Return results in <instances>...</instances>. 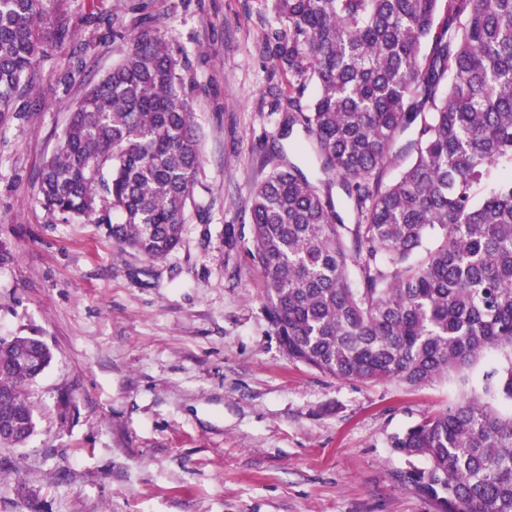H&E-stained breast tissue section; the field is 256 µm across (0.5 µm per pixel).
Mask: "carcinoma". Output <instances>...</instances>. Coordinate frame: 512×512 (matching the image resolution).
I'll use <instances>...</instances> for the list:
<instances>
[{"instance_id":"obj_1","label":"carcinoma","mask_w":512,"mask_h":512,"mask_svg":"<svg viewBox=\"0 0 512 512\" xmlns=\"http://www.w3.org/2000/svg\"><path fill=\"white\" fill-rule=\"evenodd\" d=\"M272 2L282 26L264 48L288 77L282 134L301 128L296 149L319 174L290 160L251 193L248 252L288 359L418 387L512 349V0ZM69 29L43 0H0L1 119ZM129 39L71 109L40 203L159 261L195 206L200 134L163 35ZM326 183L343 188L354 223ZM52 359L36 336L0 338V448L35 433L31 386ZM484 393L512 403V353L485 372ZM390 448L425 461L408 479L438 512H512V415L479 394Z\"/></svg>"}]
</instances>
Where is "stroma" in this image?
<instances>
[{"mask_svg":"<svg viewBox=\"0 0 512 512\" xmlns=\"http://www.w3.org/2000/svg\"><path fill=\"white\" fill-rule=\"evenodd\" d=\"M72 35L0 121V337L54 350L38 430L0 449V512H436L389 438L482 388L343 381L283 354L247 254L250 191L277 163L285 86L263 51L269 0H43ZM148 26L183 65L202 141L180 248L148 261L39 202L68 108Z\"/></svg>","mask_w":512,"mask_h":512,"instance_id":"stroma-1","label":"stroma"}]
</instances>
